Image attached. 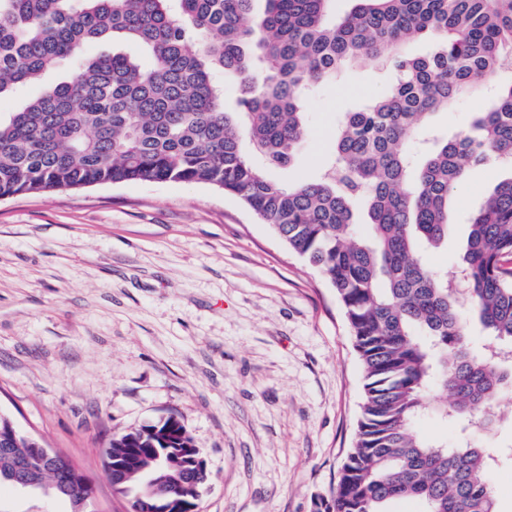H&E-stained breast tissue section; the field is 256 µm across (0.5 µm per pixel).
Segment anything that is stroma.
Here are the masks:
<instances>
[{
	"label": "stroma",
	"mask_w": 512,
	"mask_h": 512,
	"mask_svg": "<svg viewBox=\"0 0 512 512\" xmlns=\"http://www.w3.org/2000/svg\"><path fill=\"white\" fill-rule=\"evenodd\" d=\"M361 59L304 99L308 135L271 178H317L343 113L390 89ZM486 85L434 116L470 128ZM472 168L451 203L454 270L469 213L500 177ZM359 354L335 291L234 196L205 184H101L0 200V413L96 485L90 512H126L103 472L113 436L176 417L206 463L200 512H311L352 447ZM0 512H71L0 486Z\"/></svg>",
	"instance_id": "1"
}]
</instances>
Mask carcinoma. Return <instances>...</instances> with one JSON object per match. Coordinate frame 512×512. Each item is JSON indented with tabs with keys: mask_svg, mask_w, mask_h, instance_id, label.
Returning a JSON list of instances; mask_svg holds the SVG:
<instances>
[{
	"mask_svg": "<svg viewBox=\"0 0 512 512\" xmlns=\"http://www.w3.org/2000/svg\"><path fill=\"white\" fill-rule=\"evenodd\" d=\"M0 0V98L69 63L56 84L0 120V198L136 181L203 183L241 200L336 291L359 353L364 398L336 485L312 512H498V454L417 436L425 409L494 429L512 390V0ZM427 42L421 54L407 45ZM122 42L152 57L88 56ZM388 52L390 90L347 112L323 174L285 184L307 135L303 100L364 56ZM242 87L234 110L214 76ZM496 81L492 107L451 137L430 117ZM509 172L467 225L453 277L421 256L448 241L455 188L488 162ZM465 297L467 310L459 306ZM485 333L474 343L470 324ZM449 394L442 403L436 392ZM174 418L112 438L105 469L132 503L189 471ZM32 440L0 449V483L28 461L35 489L64 498Z\"/></svg>",
	"mask_w": 512,
	"mask_h": 512,
	"instance_id": "carcinoma-1",
	"label": "carcinoma"
}]
</instances>
